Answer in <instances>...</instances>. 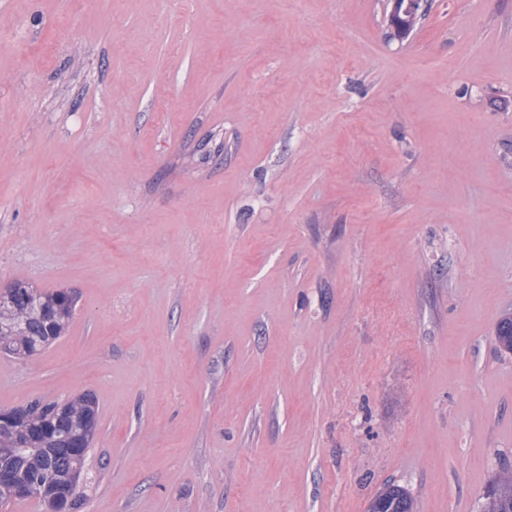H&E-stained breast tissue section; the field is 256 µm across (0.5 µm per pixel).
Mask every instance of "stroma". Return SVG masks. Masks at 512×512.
Masks as SVG:
<instances>
[{
    "mask_svg": "<svg viewBox=\"0 0 512 512\" xmlns=\"http://www.w3.org/2000/svg\"><path fill=\"white\" fill-rule=\"evenodd\" d=\"M0 0V409L89 392L79 512H477L512 468V0ZM393 1L403 0H389L388 1V20L390 26L393 28V36L396 39L409 38L413 31L416 29V24L413 17L408 12H403V5L394 4ZM14 286L11 301L5 300L10 298L8 289H0V300H5L0 301V353L25 360L66 335L77 301L73 294L67 306L65 289L37 288L21 281ZM495 341L500 351L512 353V311L500 315L495 327ZM367 512H417V504L406 488L388 483L370 500Z\"/></svg>",
    "mask_w": 512,
    "mask_h": 512,
    "instance_id": "obj_1",
    "label": "stroma"
}]
</instances>
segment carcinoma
<instances>
[{"instance_id":"obj_1","label":"carcinoma","mask_w":512,"mask_h":512,"mask_svg":"<svg viewBox=\"0 0 512 512\" xmlns=\"http://www.w3.org/2000/svg\"><path fill=\"white\" fill-rule=\"evenodd\" d=\"M388 20L396 39L410 37L416 24L403 5L388 0ZM77 301L66 305L64 290L14 283V297L0 301V353L25 360L66 335ZM500 351L512 353V311L502 313L495 327ZM98 407L86 392L63 401L34 400L23 417L0 429V469L15 470L18 481L39 490L36 501L59 512H74L84 499L80 483L74 496L60 489L81 479L91 443L79 446L88 430H96ZM479 512H512V470L504 469L489 482L479 499ZM367 512H417L413 495L397 484H385L370 500Z\"/></svg>"}]
</instances>
